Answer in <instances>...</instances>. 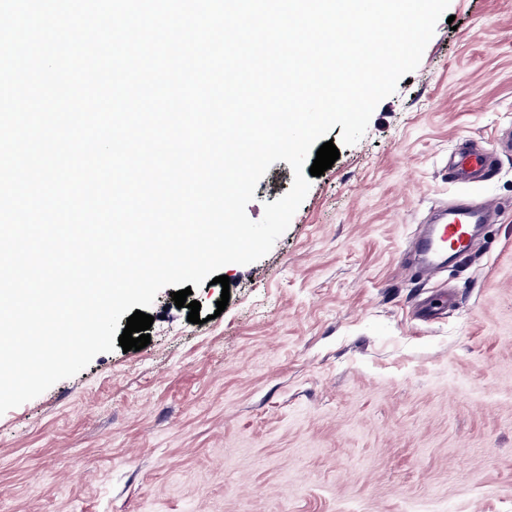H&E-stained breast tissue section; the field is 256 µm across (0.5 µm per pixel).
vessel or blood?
Wrapping results in <instances>:
<instances>
[{
	"label": "vessel or blood",
	"instance_id": "vessel-or-blood-1",
	"mask_svg": "<svg viewBox=\"0 0 512 512\" xmlns=\"http://www.w3.org/2000/svg\"><path fill=\"white\" fill-rule=\"evenodd\" d=\"M501 155L512 156V136L495 140L490 147L480 150L462 148L453 157L454 177L462 183L488 180ZM497 212V205L489 199L478 203L462 201L435 211L436 227L423 244L426 255L423 272L429 276L439 272L438 257L442 252L450 250L461 256L468 255L471 225L487 223Z\"/></svg>",
	"mask_w": 512,
	"mask_h": 512
}]
</instances>
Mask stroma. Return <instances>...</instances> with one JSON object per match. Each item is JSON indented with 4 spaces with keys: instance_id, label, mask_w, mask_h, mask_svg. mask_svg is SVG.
I'll return each mask as SVG.
<instances>
[{
    "instance_id": "35a3bbf8",
    "label": "stroma",
    "mask_w": 512,
    "mask_h": 512,
    "mask_svg": "<svg viewBox=\"0 0 512 512\" xmlns=\"http://www.w3.org/2000/svg\"><path fill=\"white\" fill-rule=\"evenodd\" d=\"M419 66L311 179L268 254L191 297L149 344L101 353L0 415V512H512V0H450ZM275 162L246 212L291 187ZM494 200L471 255L405 270L427 215ZM500 155L512 156L511 135L508 138L495 140L490 148L477 150L464 147L453 157L454 178L461 183L487 181Z\"/></svg>"
}]
</instances>
